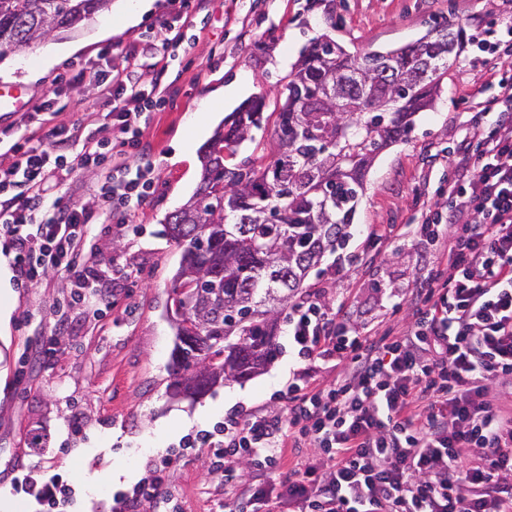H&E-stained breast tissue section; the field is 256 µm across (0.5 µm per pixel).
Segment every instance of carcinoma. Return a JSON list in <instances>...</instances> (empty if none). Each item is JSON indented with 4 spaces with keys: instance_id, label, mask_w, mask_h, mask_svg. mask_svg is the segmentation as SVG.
Wrapping results in <instances>:
<instances>
[{
    "instance_id": "obj_1",
    "label": "carcinoma",
    "mask_w": 512,
    "mask_h": 512,
    "mask_svg": "<svg viewBox=\"0 0 512 512\" xmlns=\"http://www.w3.org/2000/svg\"><path fill=\"white\" fill-rule=\"evenodd\" d=\"M111 0H0V59L72 28ZM462 34L434 28L388 52L349 53L313 40L286 85L270 151L226 164L253 140L265 101L255 97L202 146L200 180L164 233L182 250L169 294L197 277L181 301L191 326L175 335L169 389L196 381L194 395L258 375L278 353L281 311L310 271L344 246L365 194V172L381 149L407 139L432 108ZM224 299L212 298L214 289Z\"/></svg>"
}]
</instances>
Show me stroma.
I'll return each instance as SVG.
<instances>
[{
	"label": "stroma",
	"instance_id": "stroma-1",
	"mask_svg": "<svg viewBox=\"0 0 512 512\" xmlns=\"http://www.w3.org/2000/svg\"><path fill=\"white\" fill-rule=\"evenodd\" d=\"M157 3L135 26L121 27L113 5L8 56L11 73L0 75V85L25 86L29 95L23 108L0 112V162H11L8 148L16 130L40 135L77 120L101 126L108 104L92 85L63 78L72 65L95 59L108 46L117 50L113 67L124 68L123 50L142 47L147 28L172 18L171 0ZM505 7V0H212L184 28L189 48L182 61H170L160 49L140 55L142 82L160 81L170 97L139 130L153 164V194L134 212L110 220L93 242L91 265L119 276L101 288L109 307L97 312L79 300L60 312V298L78 291L63 272L12 288L9 331L0 337V495H8L10 512H42L36 490L18 492L14 486L30 477L42 486L57 475L72 489L66 512H114L117 493L150 479L155 459L178 451L184 436L212 429L229 409L283 414L277 395L298 372L320 389L335 383V362L300 358L283 333L276 359L261 374L217 385L196 400L174 398L168 384L175 336L166 304L181 250L164 235V219L192 195L202 145L245 101L261 96L266 107L261 129L238 147V158L274 140L285 86L313 39L325 34L362 54L398 48L450 25L465 43L433 108L416 115L408 140L374 157L348 243L326 255L303 289L304 296L319 294L329 306H342L361 335L402 328L397 307H408L442 249L398 230L424 210H448V162L465 134L464 115L481 111L502 72L512 70V42L492 36L478 45L471 36ZM64 41L81 48L44 68L47 49ZM33 71L40 72L38 81H29ZM227 85L238 89L230 100L217 95ZM50 94L56 97L54 112L36 111ZM371 224L391 234L368 250ZM340 256L348 264L338 273ZM46 336L55 342L50 359L40 355ZM74 422L80 433L71 432ZM36 433L45 441L39 449L30 445ZM162 491L177 498L183 512H224V479L210 473L203 456L167 469Z\"/></svg>",
	"mask_w": 512,
	"mask_h": 512
}]
</instances>
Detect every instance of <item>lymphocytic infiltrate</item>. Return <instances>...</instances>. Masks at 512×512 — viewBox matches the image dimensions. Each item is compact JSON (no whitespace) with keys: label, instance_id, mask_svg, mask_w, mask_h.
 <instances>
[{"label":"lymphocytic infiltrate","instance_id":"1","mask_svg":"<svg viewBox=\"0 0 512 512\" xmlns=\"http://www.w3.org/2000/svg\"><path fill=\"white\" fill-rule=\"evenodd\" d=\"M173 6L162 32L146 35V50L179 46L206 0ZM110 56L103 50L73 78L111 102L112 140L80 123L50 128L43 144L20 133L11 164L0 166V235L11 241L20 285L62 271L93 306L104 300L86 247L99 220L148 197L153 167L137 135L166 96L160 83L144 85L135 65L100 69ZM466 126L450 161L447 215L428 212L405 227L415 237L447 239L448 254L420 282L403 329L362 336L321 300L293 304L289 336L303 357L342 364L335 383L316 389L298 380L285 416L237 410L184 441L183 453L199 451L230 488L238 464L268 473L287 447L308 449L280 489L251 487L265 512H512V412L489 397L494 383L512 378L511 79ZM89 167L101 172L97 207H60L50 181ZM168 465L161 460L151 482L120 495L122 512H181L176 499L159 497Z\"/></svg>","mask_w":512,"mask_h":512}]
</instances>
